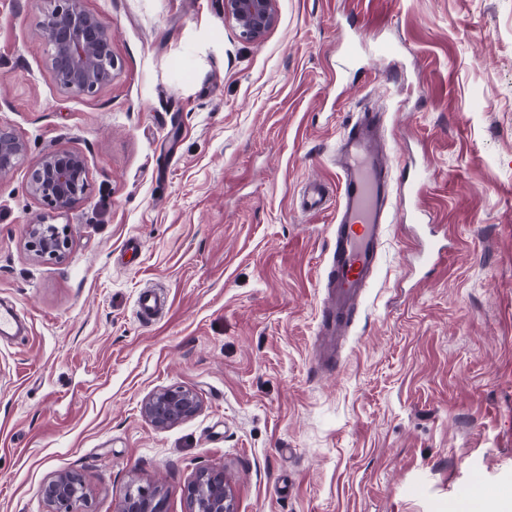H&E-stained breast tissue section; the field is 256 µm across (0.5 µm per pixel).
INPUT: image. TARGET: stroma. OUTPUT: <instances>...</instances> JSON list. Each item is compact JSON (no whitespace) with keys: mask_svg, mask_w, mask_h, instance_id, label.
Returning a JSON list of instances; mask_svg holds the SVG:
<instances>
[{"mask_svg":"<svg viewBox=\"0 0 512 512\" xmlns=\"http://www.w3.org/2000/svg\"><path fill=\"white\" fill-rule=\"evenodd\" d=\"M84 5L116 62L91 97L54 80L43 0H0V125L27 145L0 176V305L26 324L0 340V512H43L67 470L88 512L137 486L190 512L205 468L238 512H512V0H277L257 41L224 0ZM366 108L394 180L429 172L403 201L427 218L388 225L324 368L336 213L300 195L336 190V144ZM53 150L89 174L62 213L27 189ZM40 222L67 228L62 258L29 250ZM418 244L447 255L426 266ZM145 287L167 299L148 323ZM175 386L201 410L155 426L141 404Z\"/></svg>","mask_w":512,"mask_h":512,"instance_id":"35a3bbf8","label":"stroma"}]
</instances>
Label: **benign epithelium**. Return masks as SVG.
<instances>
[{
    "label": "benign epithelium",
    "instance_id": "7a95c632",
    "mask_svg": "<svg viewBox=\"0 0 512 512\" xmlns=\"http://www.w3.org/2000/svg\"><path fill=\"white\" fill-rule=\"evenodd\" d=\"M49 7L40 21L48 60L56 83L77 96H90L112 81L115 60L109 27L84 6V0H45ZM224 14L248 41L262 38L276 19V0H224ZM25 153L24 142L0 126V173L11 171ZM30 193L50 209H71L89 189L82 156L65 150L47 153L28 171ZM28 245L36 255L62 257L69 245L67 229L56 224L30 226ZM142 413L159 427H169L195 416L197 395L181 387L154 392L141 404ZM191 512H237L224 472L202 469L187 487ZM46 512H79L87 501L80 474L63 471L43 488ZM166 494L159 488L129 490L119 512H166Z\"/></svg>",
    "mask_w": 512,
    "mask_h": 512
}]
</instances>
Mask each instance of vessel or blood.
Listing matches in <instances>:
<instances>
[{
    "instance_id": "b4317fda",
    "label": "vessel or blood",
    "mask_w": 512,
    "mask_h": 512,
    "mask_svg": "<svg viewBox=\"0 0 512 512\" xmlns=\"http://www.w3.org/2000/svg\"><path fill=\"white\" fill-rule=\"evenodd\" d=\"M379 129V114L359 113L336 148L338 205L321 281L324 297L319 320L320 354L328 359L333 358L353 322L379 263L387 207L394 194L388 170L375 149ZM163 307L164 299L157 291H142L137 298V313L142 320H154Z\"/></svg>"
}]
</instances>
